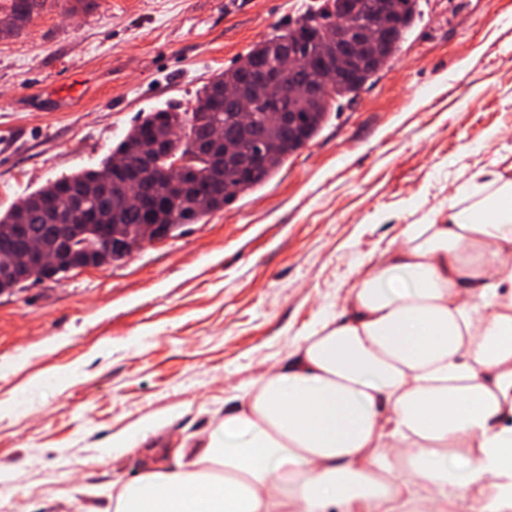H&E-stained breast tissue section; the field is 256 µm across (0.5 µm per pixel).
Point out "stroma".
<instances>
[{
  "label": "stroma",
  "instance_id": "stroma-1",
  "mask_svg": "<svg viewBox=\"0 0 512 512\" xmlns=\"http://www.w3.org/2000/svg\"><path fill=\"white\" fill-rule=\"evenodd\" d=\"M317 2L47 0L0 36V214L97 167L147 113L192 109ZM421 10L266 184L112 266L0 294V512H106L150 449L171 466L198 451L225 401L339 314L409 225L512 179V0Z\"/></svg>",
  "mask_w": 512,
  "mask_h": 512
}]
</instances>
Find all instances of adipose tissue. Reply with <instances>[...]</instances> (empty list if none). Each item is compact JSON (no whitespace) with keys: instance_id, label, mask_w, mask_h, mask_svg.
<instances>
[{"instance_id":"adipose-tissue-1","label":"adipose tissue","mask_w":512,"mask_h":512,"mask_svg":"<svg viewBox=\"0 0 512 512\" xmlns=\"http://www.w3.org/2000/svg\"><path fill=\"white\" fill-rule=\"evenodd\" d=\"M433 218L112 512H512V180Z\"/></svg>"}]
</instances>
